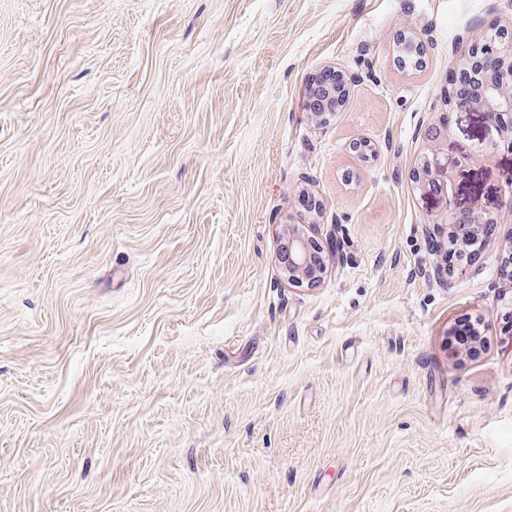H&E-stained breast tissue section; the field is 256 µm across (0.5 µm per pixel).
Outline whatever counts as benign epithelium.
I'll return each mask as SVG.
<instances>
[{
    "label": "benign epithelium",
    "instance_id": "benign-epithelium-1",
    "mask_svg": "<svg viewBox=\"0 0 512 512\" xmlns=\"http://www.w3.org/2000/svg\"><path fill=\"white\" fill-rule=\"evenodd\" d=\"M501 44L502 60L512 66V31L501 28L495 22H489L479 29H468L458 38L453 50L454 62L459 67H466L477 79L487 75L488 63L483 52L491 41ZM329 96L317 94L314 87L309 88L306 107L313 117L327 119V115L336 112V107L344 106L347 95L336 96V86H327ZM448 111L466 113L479 112L483 115L489 128L494 130L499 141L512 148V78L498 83L486 84L483 94L471 98L448 90L446 96ZM424 137L429 152L422 162L413 170L412 179L420 194L448 197V155L443 153L441 144L444 133L437 124L425 129ZM449 223L467 225L468 235L472 239L479 237L485 225L499 223L494 214L477 210L450 211ZM319 252L316 245L299 231L298 225L290 224L283 230L279 260L289 283L313 285L320 281L323 269L312 270L318 261Z\"/></svg>",
    "mask_w": 512,
    "mask_h": 512
}]
</instances>
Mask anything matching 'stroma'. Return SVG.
I'll return each instance as SVG.
<instances>
[{
  "instance_id": "obj_1",
  "label": "stroma",
  "mask_w": 512,
  "mask_h": 512,
  "mask_svg": "<svg viewBox=\"0 0 512 512\" xmlns=\"http://www.w3.org/2000/svg\"><path fill=\"white\" fill-rule=\"evenodd\" d=\"M492 20L512 0H0V512H512V221L443 258L450 208L512 194L444 104ZM443 119L448 204L412 182ZM329 91L328 97H321L317 94L318 87H309L306 107L313 117L319 120H326L328 114L336 112V85L323 86ZM299 225L289 224L282 233L279 260L289 283L294 285H313L320 281L323 274L322 260L318 258L316 245L299 231ZM321 262L318 270L312 265Z\"/></svg>"
}]
</instances>
